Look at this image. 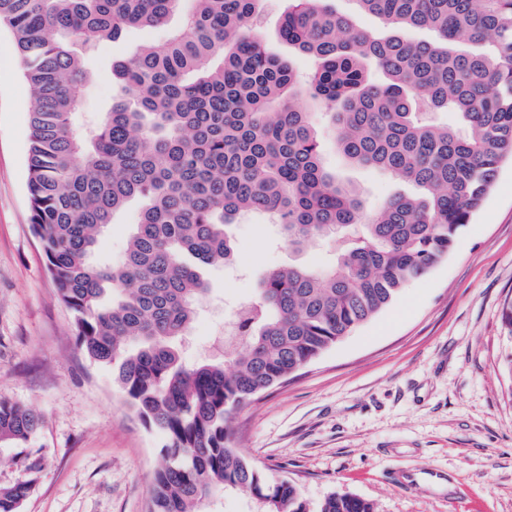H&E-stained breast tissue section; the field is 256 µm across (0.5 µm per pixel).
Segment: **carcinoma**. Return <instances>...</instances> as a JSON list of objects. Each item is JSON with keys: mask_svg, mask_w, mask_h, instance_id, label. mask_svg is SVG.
<instances>
[{"mask_svg": "<svg viewBox=\"0 0 512 512\" xmlns=\"http://www.w3.org/2000/svg\"><path fill=\"white\" fill-rule=\"evenodd\" d=\"M279 37L315 60L301 76L270 51L263 0H0L30 88V223L75 342L142 422L162 434L148 512H197L216 489L309 512L298 487L234 448L232 414L303 369L388 306L453 249L512 158V0H354L385 36L358 30L332 0H290ZM133 28L163 29L113 66L123 96L94 128L75 126L89 60ZM428 30L432 40L411 33ZM383 79L370 75L371 67ZM308 95L317 112L300 106ZM459 117L439 124L434 111ZM358 169L411 184L367 210L326 167L321 125ZM141 203L123 263L91 257L113 215ZM266 215L299 252L334 244L333 264L267 271L222 361L192 366L178 339L208 293L200 268L232 262L234 220ZM42 428L0 399V445ZM0 484V512H20L41 458ZM319 512H374L335 493Z\"/></svg>", "mask_w": 512, "mask_h": 512, "instance_id": "carcinoma-1", "label": "carcinoma"}]
</instances>
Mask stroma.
<instances>
[{
	"instance_id": "35a3bbf8",
	"label": "stroma",
	"mask_w": 512,
	"mask_h": 512,
	"mask_svg": "<svg viewBox=\"0 0 512 512\" xmlns=\"http://www.w3.org/2000/svg\"><path fill=\"white\" fill-rule=\"evenodd\" d=\"M161 30H129L101 47L81 100L92 123L121 93L114 60ZM29 87L8 32L0 31V397L43 417L29 451L43 467L21 512H148L163 436L145 427L73 336V313L57 298L31 231L27 196ZM325 163L362 191L373 210L410 185L347 167L322 130ZM139 202L109 224L95 252L123 262ZM237 261L205 269L207 297L181 346L184 363L220 361L214 340L262 274L324 262L332 247L288 248L277 225L237 220ZM512 300V161L504 160L482 208L447 257L376 317L320 358L260 394L233 420L235 446L272 479L297 484L311 512L333 493L370 501L375 512H512V338L501 309ZM397 469L448 477L447 488L394 483Z\"/></svg>"
}]
</instances>
